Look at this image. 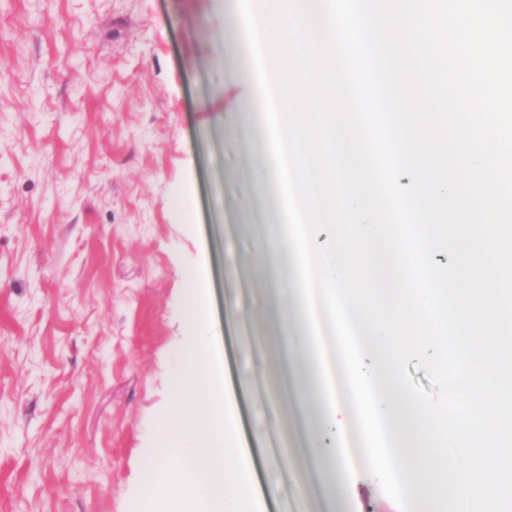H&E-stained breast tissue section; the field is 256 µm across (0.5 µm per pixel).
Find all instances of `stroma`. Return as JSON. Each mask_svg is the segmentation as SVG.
<instances>
[{"instance_id":"obj_1","label":"stroma","mask_w":512,"mask_h":512,"mask_svg":"<svg viewBox=\"0 0 512 512\" xmlns=\"http://www.w3.org/2000/svg\"><path fill=\"white\" fill-rule=\"evenodd\" d=\"M236 0H0V512H144L192 331L217 339L270 512H395L308 446ZM201 286L209 315L192 324Z\"/></svg>"}]
</instances>
